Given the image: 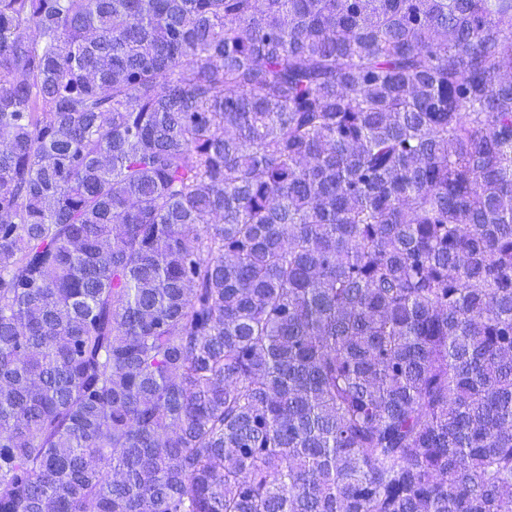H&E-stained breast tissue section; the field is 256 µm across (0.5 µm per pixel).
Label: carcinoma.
<instances>
[{
    "label": "carcinoma",
    "instance_id": "cac0c4a2",
    "mask_svg": "<svg viewBox=\"0 0 512 512\" xmlns=\"http://www.w3.org/2000/svg\"><path fill=\"white\" fill-rule=\"evenodd\" d=\"M0 512H512V0H0Z\"/></svg>",
    "mask_w": 512,
    "mask_h": 512
}]
</instances>
